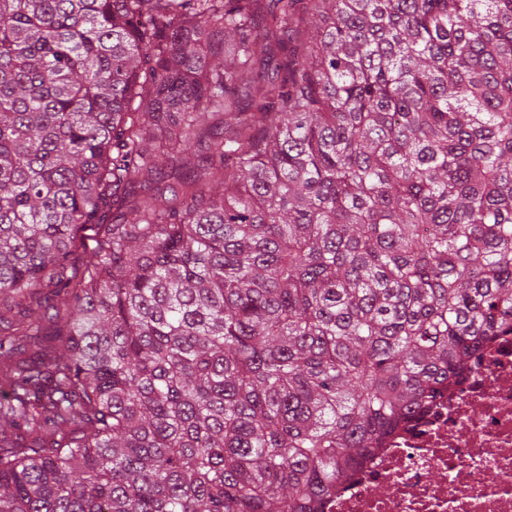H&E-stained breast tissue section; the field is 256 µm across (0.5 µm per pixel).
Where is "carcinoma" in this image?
<instances>
[{
	"mask_svg": "<svg viewBox=\"0 0 512 512\" xmlns=\"http://www.w3.org/2000/svg\"><path fill=\"white\" fill-rule=\"evenodd\" d=\"M504 332L512 0H0V512H330Z\"/></svg>",
	"mask_w": 512,
	"mask_h": 512,
	"instance_id": "1",
	"label": "carcinoma"
}]
</instances>
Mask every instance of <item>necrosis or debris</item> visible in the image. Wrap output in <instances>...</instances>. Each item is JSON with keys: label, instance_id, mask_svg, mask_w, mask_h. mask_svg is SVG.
<instances>
[{"label": "necrosis or debris", "instance_id": "necrosis-or-debris-1", "mask_svg": "<svg viewBox=\"0 0 512 512\" xmlns=\"http://www.w3.org/2000/svg\"><path fill=\"white\" fill-rule=\"evenodd\" d=\"M332 512H512V335L340 485Z\"/></svg>", "mask_w": 512, "mask_h": 512}]
</instances>
